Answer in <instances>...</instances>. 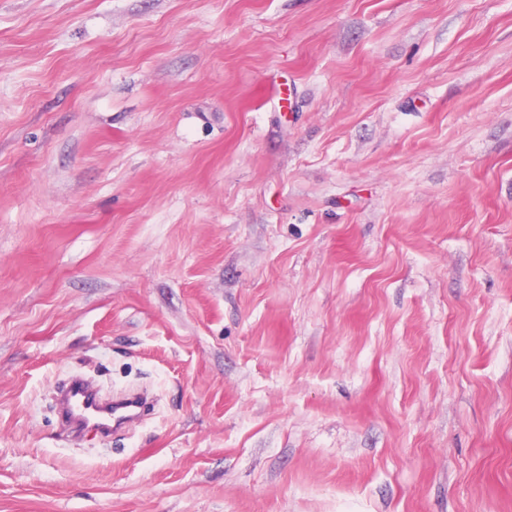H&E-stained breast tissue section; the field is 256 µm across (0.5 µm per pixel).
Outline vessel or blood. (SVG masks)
Listing matches in <instances>:
<instances>
[{
    "instance_id": "obj_1",
    "label": "vessel or blood",
    "mask_w": 512,
    "mask_h": 512,
    "mask_svg": "<svg viewBox=\"0 0 512 512\" xmlns=\"http://www.w3.org/2000/svg\"><path fill=\"white\" fill-rule=\"evenodd\" d=\"M55 405L64 427L77 436L86 431L110 435L138 419L144 409L137 397L102 398L93 383L80 376L58 387Z\"/></svg>"
}]
</instances>
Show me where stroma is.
Listing matches in <instances>:
<instances>
[{"label": "stroma", "instance_id": "stroma-1", "mask_svg": "<svg viewBox=\"0 0 512 512\" xmlns=\"http://www.w3.org/2000/svg\"><path fill=\"white\" fill-rule=\"evenodd\" d=\"M0 512H512V0H0ZM55 405L70 433L80 436L84 431H93L107 436L138 419L145 403L128 396L104 399L92 382L72 376L57 388Z\"/></svg>", "mask_w": 512, "mask_h": 512}]
</instances>
